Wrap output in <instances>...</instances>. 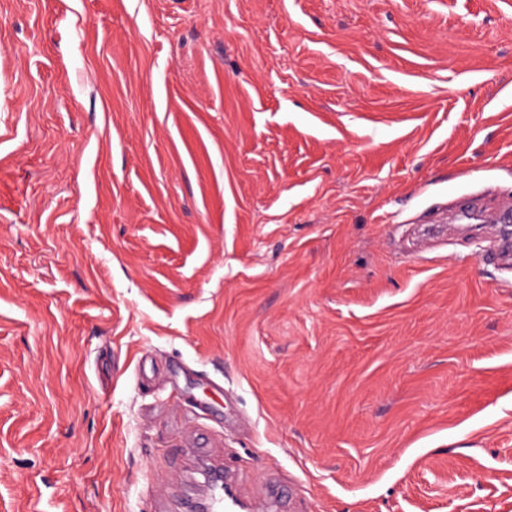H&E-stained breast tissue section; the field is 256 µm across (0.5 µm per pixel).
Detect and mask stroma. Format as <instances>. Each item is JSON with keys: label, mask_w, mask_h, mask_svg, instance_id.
<instances>
[{"label": "stroma", "mask_w": 512, "mask_h": 512, "mask_svg": "<svg viewBox=\"0 0 512 512\" xmlns=\"http://www.w3.org/2000/svg\"><path fill=\"white\" fill-rule=\"evenodd\" d=\"M512 0H0V512H512Z\"/></svg>", "instance_id": "stroma-1"}]
</instances>
